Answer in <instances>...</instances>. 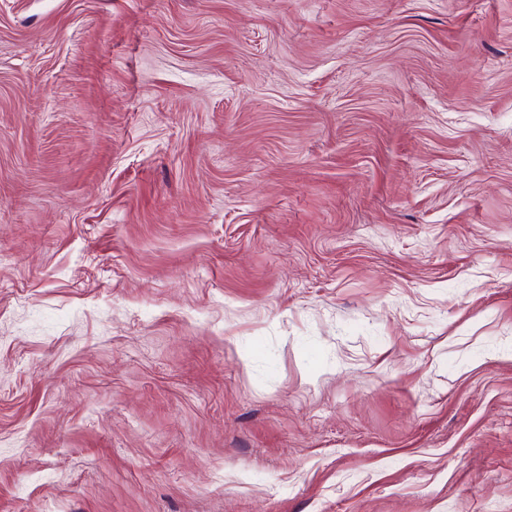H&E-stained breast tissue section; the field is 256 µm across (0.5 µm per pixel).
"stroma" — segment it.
<instances>
[{
	"mask_svg": "<svg viewBox=\"0 0 512 512\" xmlns=\"http://www.w3.org/2000/svg\"><path fill=\"white\" fill-rule=\"evenodd\" d=\"M0 512H512V0H0Z\"/></svg>",
	"mask_w": 512,
	"mask_h": 512,
	"instance_id": "obj_1",
	"label": "stroma"
}]
</instances>
